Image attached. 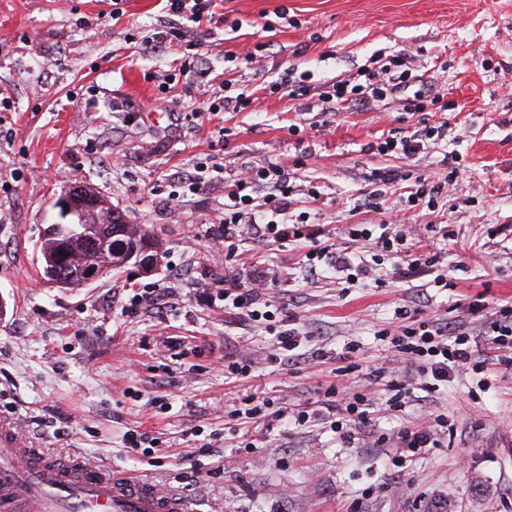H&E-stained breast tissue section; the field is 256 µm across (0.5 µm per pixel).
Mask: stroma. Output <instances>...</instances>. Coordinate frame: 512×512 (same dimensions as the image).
Segmentation results:
<instances>
[{"label": "stroma", "instance_id": "stroma-1", "mask_svg": "<svg viewBox=\"0 0 512 512\" xmlns=\"http://www.w3.org/2000/svg\"><path fill=\"white\" fill-rule=\"evenodd\" d=\"M167 20L163 0H0V418L23 422L46 459L76 457L167 484L189 512H512V364L489 366L488 387L468 370L434 398L375 415L377 436L427 414L447 421L440 447L405 469L395 449L344 442L325 415L302 426L228 416L263 401L314 409L338 383L387 400L371 370L386 354L375 333L390 327L395 307L426 314L465 298L512 302V134L502 128L512 121V0H217L211 21L189 25L191 48L139 53ZM255 48L261 62L243 61ZM400 50L449 106L431 116L448 121L447 139L418 161L368 150L383 132L414 126L404 94L337 112L316 96L272 89L290 65L329 86ZM189 51L199 70L186 74ZM165 80L179 102L170 111L156 106ZM244 90L246 110L201 124L180 109ZM292 122L299 134H289ZM447 155L461 160L453 181ZM203 162L220 172L205 171L207 187L170 207L176 174ZM244 163L298 171L289 216L308 212L340 254L362 249L345 225L385 218L354 207L372 169L434 181L447 234L429 231L428 210L408 216L447 264L449 288L424 294L390 277L344 290L333 268L309 276L304 241L248 237L240 279L273 271L263 302L308 336L290 366L270 361L263 328L192 293L161 312L127 313L134 294L177 272L223 289L224 266L207 244L224 214L223 180ZM77 183L162 242L154 272L131 262L78 288L46 283L39 246L58 219L56 199ZM468 185L475 201L464 196ZM313 186L321 197L310 203ZM352 340L362 365L338 376ZM228 355L251 361L250 376L225 378ZM131 429L156 437L153 452L128 448Z\"/></svg>", "mask_w": 512, "mask_h": 512}]
</instances>
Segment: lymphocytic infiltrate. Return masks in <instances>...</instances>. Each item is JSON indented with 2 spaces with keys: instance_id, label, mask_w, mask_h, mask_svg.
<instances>
[{
  "instance_id": "f902f5d3",
  "label": "lymphocytic infiltrate",
  "mask_w": 512,
  "mask_h": 512,
  "mask_svg": "<svg viewBox=\"0 0 512 512\" xmlns=\"http://www.w3.org/2000/svg\"><path fill=\"white\" fill-rule=\"evenodd\" d=\"M166 8L177 19L176 24L162 31L161 35L145 43L144 49L155 52L159 49L185 40L186 23L195 24L211 19L214 0H165ZM412 74L407 66L406 54L391 56L383 69L365 72L364 76L347 75L336 81L321 94L323 102L350 104L368 103L383 98L389 91L410 83ZM448 136L447 123L437 125L422 121L417 129L406 131L397 127L390 129L376 143V154L388 156L402 155L406 158L425 157L431 145ZM372 189L367 195L370 208L383 209L389 190H397L400 200L408 208H435L438 186L420 177L409 180L407 174L395 168H377L371 173ZM264 189L262 203H255L253 194ZM295 188L288 170L270 163L264 166L245 167L226 187L224 215L219 221L217 240L224 247V267L228 274L224 278V288L219 298L225 307L240 311L250 320L268 321L269 332L274 335L277 350L283 362L294 361L301 345L299 329H277L273 325V311L260 310L259 305L266 288L272 279L262 276L243 283L232 274L233 262L239 254L243 235L249 234L261 240H271L280 244L302 239L309 240L310 247L305 252V266L310 274H317L321 263L327 262L347 271L349 280L366 279L374 284H382L386 271L377 267L376 259L387 258L392 272L405 281L415 280L422 274L433 277L435 286L448 284V274L442 267L439 253L423 251L415 242L413 225L396 220L372 229L366 224H352L346 230L352 240H361L370 252L371 263L336 255L327 248L312 244V234L306 220L290 221L286 213L293 202ZM397 323L393 329H381L379 341L388 343L396 356L406 365L407 370L416 373L419 390L432 394L447 386L449 376L472 369L483 371L485 362L482 349L512 352V304L496 307L486 321L481 339H474L468 332L462 318L451 320L446 315L436 313L427 318H419L417 310L400 307L395 312ZM434 426L416 425L399 430L388 437L391 447L397 448L399 463H407L429 449L438 447Z\"/></svg>"
}]
</instances>
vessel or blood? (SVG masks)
<instances>
[{
	"label": "vessel or blood",
	"instance_id": "1",
	"mask_svg": "<svg viewBox=\"0 0 512 512\" xmlns=\"http://www.w3.org/2000/svg\"><path fill=\"white\" fill-rule=\"evenodd\" d=\"M0 512H187L166 486L128 472L40 463L14 422L0 423Z\"/></svg>",
	"mask_w": 512,
	"mask_h": 512
}]
</instances>
